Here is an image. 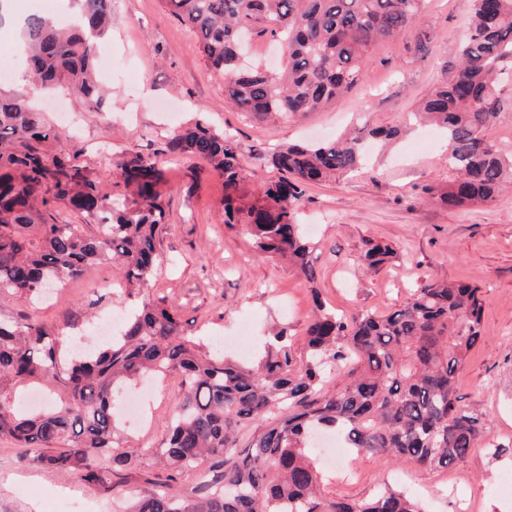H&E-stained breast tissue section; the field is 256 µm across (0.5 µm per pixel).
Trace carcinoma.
<instances>
[{
  "instance_id": "cac0c4a2",
  "label": "carcinoma",
  "mask_w": 512,
  "mask_h": 512,
  "mask_svg": "<svg viewBox=\"0 0 512 512\" xmlns=\"http://www.w3.org/2000/svg\"><path fill=\"white\" fill-rule=\"evenodd\" d=\"M67 27L27 15L21 40L33 86H60L105 103L95 64L112 0H76ZM192 30L207 69L224 74V103L253 119H293L317 112L363 81L361 65L377 44L422 18L427 0H161ZM281 44L280 67L239 65L240 44ZM512 112V0H472L469 33L449 80L420 103L415 117L446 130L450 207L484 204L512 187V153L486 137ZM397 126L364 124L352 136L294 144L267 163L284 172L249 205H239V148L230 133L198 122L154 156L123 155L122 199L102 189L77 152L59 145L55 128L27 95L0 92V294L30 298L57 282L110 265L141 295L110 342L84 354H61L63 336L41 320L0 319V438L15 442L48 470L112 487L137 449H114L118 389L152 375L181 376L166 440L153 455L167 472L131 512H422L404 493L383 489L366 500L327 498L310 454L320 433L340 435L359 454L409 458L427 468L465 460L484 433L462 405L457 376L484 337L480 289L424 283L384 314H339L316 302L305 356L295 358L285 329L270 336L259 363L247 367L219 350L202 351L178 314L144 294L160 260L168 203L164 168L177 158L207 163L224 179V224L247 226L253 251L286 257L312 281V244L298 224L305 186L353 173L364 142L397 138ZM57 204L93 219L97 230L58 224ZM393 257L368 241L361 261L375 269ZM43 383L55 406L27 415L14 406L18 388ZM259 427L248 447L239 431ZM209 463L211 479L188 493L178 477Z\"/></svg>"
}]
</instances>
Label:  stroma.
<instances>
[{
  "label": "stroma",
  "mask_w": 512,
  "mask_h": 512,
  "mask_svg": "<svg viewBox=\"0 0 512 512\" xmlns=\"http://www.w3.org/2000/svg\"><path fill=\"white\" fill-rule=\"evenodd\" d=\"M72 8V0H0L1 90L27 87L19 20L33 11L55 18ZM470 15L471 0H429L419 24L368 55L361 89L304 117L258 122L225 105L223 76L206 70L193 33L164 13L160 0H112V31L99 48L112 61L98 72L111 104L92 109L65 88L35 92L34 100L61 144L78 151L102 187L115 192L122 155L159 152L176 129L198 121L232 133L244 175L241 201L249 204L280 176L262 160L275 146L336 138L362 115L376 125L402 123L453 72ZM447 186L446 139L434 126L414 127L376 151L365 173L308 186L299 220L315 228L316 279L310 282L288 260L255 255L243 228L225 226L224 181L208 165L181 160L164 171L169 213L160 237L163 261L149 296L174 309L185 334L201 342L243 339L249 346L243 362L263 353L274 326L287 328L295 353L303 354L317 293L339 311L381 315L403 305L423 283L462 282L481 290L485 337L458 375L464 405L486 423L477 447L447 469L351 453L335 471L324 472L325 496L363 500L390 488L406 492L425 512H512V491L501 489L504 479H512V192L462 208L426 193ZM367 240L390 245L393 259L366 269L360 254ZM136 306L107 265L31 303L0 294L1 318L32 316L72 338L92 335L96 318L127 316ZM179 383L175 374L150 382L153 415L143 429L119 415L118 445L136 454L111 489L43 469L0 439V512H50L62 498L94 501L99 512H126L130 498L165 478L152 451L166 438Z\"/></svg>",
  "instance_id": "obj_1"
}]
</instances>
